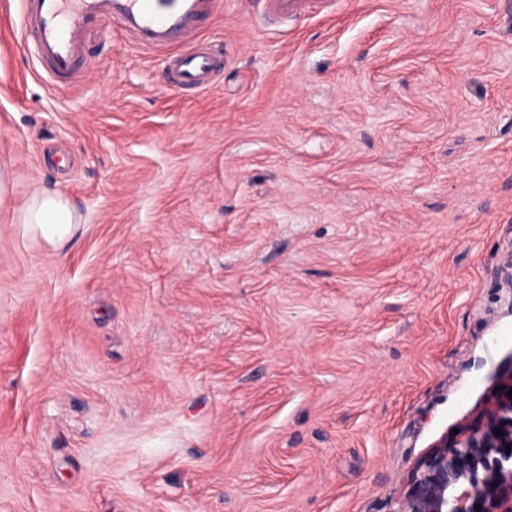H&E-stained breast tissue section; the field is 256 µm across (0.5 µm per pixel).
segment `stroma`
Segmentation results:
<instances>
[{"label":"stroma","mask_w":512,"mask_h":512,"mask_svg":"<svg viewBox=\"0 0 512 512\" xmlns=\"http://www.w3.org/2000/svg\"><path fill=\"white\" fill-rule=\"evenodd\" d=\"M261 10L190 94L97 21L55 87L0 0V512H393L512 380V0ZM79 222L78 212L66 198L45 190L34 192L20 216L25 233L40 237L54 248L72 239Z\"/></svg>","instance_id":"obj_1"}]
</instances>
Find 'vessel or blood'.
<instances>
[{
	"label": "vessel or blood",
	"instance_id": "1",
	"mask_svg": "<svg viewBox=\"0 0 512 512\" xmlns=\"http://www.w3.org/2000/svg\"><path fill=\"white\" fill-rule=\"evenodd\" d=\"M22 25L51 81L86 79L95 66L86 41L90 20L116 24L139 48L165 56L167 78L189 92L210 89L224 58L200 39L204 20L224 11V0H20ZM268 14H303L306 0H264Z\"/></svg>",
	"mask_w": 512,
	"mask_h": 512
}]
</instances>
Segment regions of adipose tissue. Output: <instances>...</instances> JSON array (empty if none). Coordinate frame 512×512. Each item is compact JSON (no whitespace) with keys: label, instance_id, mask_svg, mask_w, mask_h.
Listing matches in <instances>:
<instances>
[{"label":"adipose tissue","instance_id":"obj_1","mask_svg":"<svg viewBox=\"0 0 512 512\" xmlns=\"http://www.w3.org/2000/svg\"><path fill=\"white\" fill-rule=\"evenodd\" d=\"M79 221L78 212L66 198L45 190L34 192L20 216L25 233L55 248L72 239Z\"/></svg>","mask_w":512,"mask_h":512}]
</instances>
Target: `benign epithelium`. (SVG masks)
Masks as SVG:
<instances>
[{
  "label": "benign epithelium",
  "instance_id": "obj_1",
  "mask_svg": "<svg viewBox=\"0 0 512 512\" xmlns=\"http://www.w3.org/2000/svg\"><path fill=\"white\" fill-rule=\"evenodd\" d=\"M393 512H512L508 390L493 394L471 423L440 438L418 460Z\"/></svg>",
  "mask_w": 512,
  "mask_h": 512
}]
</instances>
